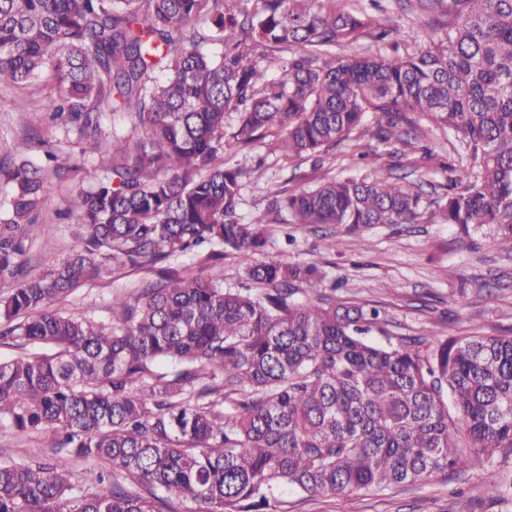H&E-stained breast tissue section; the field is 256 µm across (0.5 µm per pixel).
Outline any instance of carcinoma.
Instances as JSON below:
<instances>
[{"instance_id":"cac0c4a2","label":"carcinoma","mask_w":512,"mask_h":512,"mask_svg":"<svg viewBox=\"0 0 512 512\" xmlns=\"http://www.w3.org/2000/svg\"><path fill=\"white\" fill-rule=\"evenodd\" d=\"M440 17L406 31L346 0H0V87L51 83L53 123L79 136L67 161L27 135L0 181V340L50 349L0 361V432L49 430L55 453L0 459V512H272L285 489L342 496L487 469L512 449V336L414 340L381 332L367 304L313 303L311 263L268 254L266 224L243 222L248 168L229 138L290 163L355 139L395 147L398 125L448 128L475 172L428 205L413 183L351 173L268 189L274 224H418L432 216L494 231L512 254V0H420ZM370 36L378 49H336ZM112 128L103 176L59 215L80 224L68 257L24 274L44 173L82 170ZM237 119L225 130L228 116ZM248 255L236 288L169 270L112 297L95 320L59 308L103 276L190 248ZM91 461L88 492L71 461Z\"/></svg>"}]
</instances>
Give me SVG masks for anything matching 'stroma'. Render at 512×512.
<instances>
[{
  "label": "stroma",
  "instance_id": "35a3bbf8",
  "mask_svg": "<svg viewBox=\"0 0 512 512\" xmlns=\"http://www.w3.org/2000/svg\"><path fill=\"white\" fill-rule=\"evenodd\" d=\"M353 7L388 19L408 30L423 21L416 0H350ZM46 95L39 88L25 91L0 89V160L8 161L14 142L25 132H38L48 150L64 156L79 150L76 132L65 126H48L43 106ZM426 125V144L431 157L410 147L391 156L377 144L361 148L359 143L338 148L322 162L301 159L280 169L266 162L262 180L273 187L314 185L337 176L360 150L358 176H371L385 168L394 175L418 185L426 199L437 198L449 177L465 178L467 164L457 154L456 142L447 130ZM77 226L60 219L52 232L42 223L29 231L27 270L35 274L49 260L66 258ZM295 242L286 257L291 262L314 263L326 276L312 286L311 300L335 297L337 301L375 304L383 308L391 336L433 335L469 336L477 332L512 336V254L499 251L494 235L484 230L464 235L454 224H442L423 217L421 223L377 226L366 231L364 247L349 244L330 251L322 231L301 224L288 227ZM243 257L230 254L224 260L208 259L206 251L178 254L167 259V266L191 274L223 279L233 285L243 266ZM155 267L116 266L73 296L74 313L104 319L109 317L112 297L127 293L142 282L154 279ZM390 283L383 292L379 283ZM456 304H449V296ZM54 436L49 432L0 434V459L22 461L51 454ZM494 481L483 471H445L415 484H398L382 491H363L348 498L307 497L286 493L280 496L275 512H512V450L493 458Z\"/></svg>",
  "mask_w": 512,
  "mask_h": 512
}]
</instances>
